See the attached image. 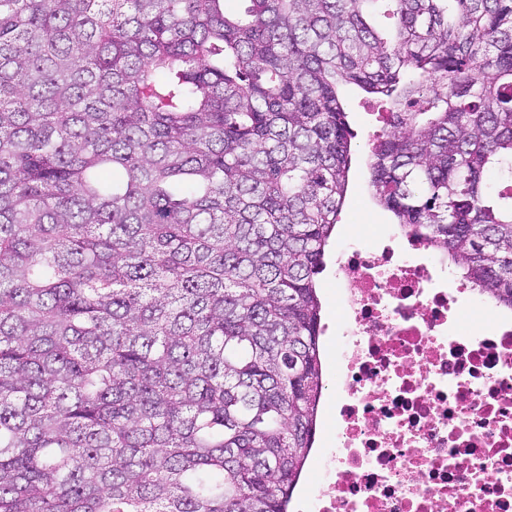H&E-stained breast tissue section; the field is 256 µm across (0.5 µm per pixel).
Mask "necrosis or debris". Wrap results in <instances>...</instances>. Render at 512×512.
Returning <instances> with one entry per match:
<instances>
[{
  "label": "necrosis or debris",
  "mask_w": 512,
  "mask_h": 512,
  "mask_svg": "<svg viewBox=\"0 0 512 512\" xmlns=\"http://www.w3.org/2000/svg\"><path fill=\"white\" fill-rule=\"evenodd\" d=\"M365 239L336 251L332 434L297 512H512V318L421 239Z\"/></svg>",
  "instance_id": "necrosis-or-debris-1"
}]
</instances>
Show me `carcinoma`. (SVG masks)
I'll use <instances>...</instances> for the list:
<instances>
[{
	"label": "carcinoma",
	"instance_id": "obj_1",
	"mask_svg": "<svg viewBox=\"0 0 512 512\" xmlns=\"http://www.w3.org/2000/svg\"><path fill=\"white\" fill-rule=\"evenodd\" d=\"M224 2L0 0V512H288L345 84L377 205L512 310V0Z\"/></svg>",
	"mask_w": 512,
	"mask_h": 512
}]
</instances>
